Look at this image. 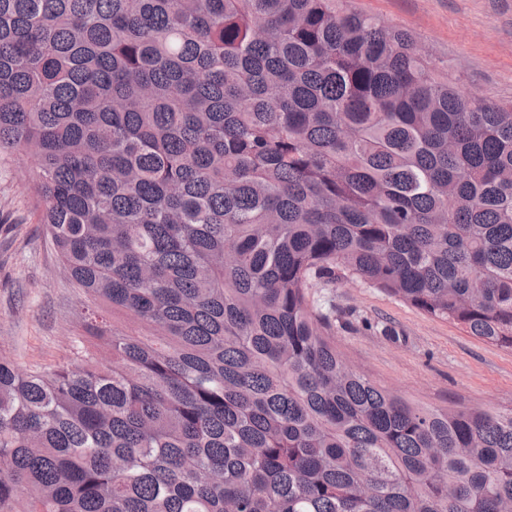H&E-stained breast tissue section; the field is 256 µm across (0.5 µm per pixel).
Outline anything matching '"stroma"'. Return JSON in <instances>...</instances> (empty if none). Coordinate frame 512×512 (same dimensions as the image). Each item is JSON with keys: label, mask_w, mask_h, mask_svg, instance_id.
<instances>
[{"label": "stroma", "mask_w": 512, "mask_h": 512, "mask_svg": "<svg viewBox=\"0 0 512 512\" xmlns=\"http://www.w3.org/2000/svg\"><path fill=\"white\" fill-rule=\"evenodd\" d=\"M362 12L412 33L434 65L465 89L512 102V0H352ZM331 313L336 347L378 385L430 406L512 410V351L486 344L358 281L311 290ZM108 328L141 332L130 314L85 295L64 273L40 222L33 162L0 151V359L48 373L73 360L76 345L97 353L79 313Z\"/></svg>", "instance_id": "1"}]
</instances>
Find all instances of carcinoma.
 I'll return each instance as SVG.
<instances>
[{
  "mask_svg": "<svg viewBox=\"0 0 512 512\" xmlns=\"http://www.w3.org/2000/svg\"><path fill=\"white\" fill-rule=\"evenodd\" d=\"M0 149L144 331L0 360V512H506L512 411L353 369L311 290L512 350V104L349 0H0Z\"/></svg>",
  "mask_w": 512,
  "mask_h": 512,
  "instance_id": "obj_1",
  "label": "carcinoma"
}]
</instances>
